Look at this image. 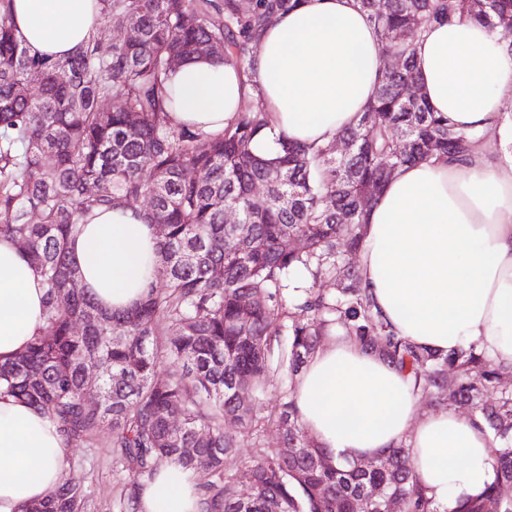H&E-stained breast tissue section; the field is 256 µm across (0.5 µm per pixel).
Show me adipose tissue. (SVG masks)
I'll use <instances>...</instances> for the list:
<instances>
[{"label": "adipose tissue", "mask_w": 512, "mask_h": 512, "mask_svg": "<svg viewBox=\"0 0 512 512\" xmlns=\"http://www.w3.org/2000/svg\"><path fill=\"white\" fill-rule=\"evenodd\" d=\"M32 52L67 58L102 24L99 0H11ZM377 33L356 0H300L275 15L256 43L251 79L207 57L180 63L171 125L223 129L259 91L268 126L252 152L274 158L276 136L323 147L358 122L382 76ZM415 67L431 107L472 142L464 162L439 157L398 168L372 204L358 257L361 286L399 337L432 350L475 346L512 361V162L494 164L502 110L512 101V54L474 20L428 25ZM80 285L103 310L128 311L160 265L159 236L144 211L93 209L70 244ZM46 290L19 243L0 237V365L44 325ZM299 418L322 447L370 460L405 446L440 512L495 480L487 430L455 409L420 412V395L382 357L334 331L293 383ZM70 447L48 415L0 397V512H22L61 484ZM194 469L163 464L144 480L138 512H198Z\"/></svg>", "instance_id": "obj_1"}]
</instances>
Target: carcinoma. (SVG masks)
<instances>
[{
  "instance_id": "1",
  "label": "carcinoma",
  "mask_w": 512,
  "mask_h": 512,
  "mask_svg": "<svg viewBox=\"0 0 512 512\" xmlns=\"http://www.w3.org/2000/svg\"><path fill=\"white\" fill-rule=\"evenodd\" d=\"M298 3L101 0L103 18L129 20L138 38L95 35L75 56L52 60L30 53L9 0H0V237L25 243L47 288L46 326L0 365V395L44 411L70 445L95 448L110 429L115 463L126 472L119 512H137L142 480L161 465L193 468L200 455L211 462V480L198 486L200 512H266L270 502L280 512H382L388 497L405 512H439L405 447L368 464L334 455L307 438L291 388L282 390L279 412L253 413L255 400L273 383L293 380L339 326L409 375L423 397L448 399L485 424L496 479L482 495L461 499L456 512H512V499L501 494L512 485V391L496 390L512 363L491 364L473 346L439 353L395 336L346 262L363 246L373 203L366 190L379 194L406 164L461 160L469 151V138L424 96L404 95L418 80L415 42L429 24L457 15L512 30V0H359L401 65L384 69L374 100L342 133L353 144L345 157L284 137L277 157L255 156L249 145L266 123L254 95L219 132L170 126L177 104L171 59L219 42L224 53L215 59L249 78L269 17ZM104 100L112 102L107 112ZM133 112L139 121L131 125ZM139 198L149 202L150 223L167 225L159 242L166 286L151 288L131 312L109 314L73 287L79 277L69 242L92 209ZM229 207L243 223H224ZM297 238L300 248L290 245ZM217 266L224 277L213 276ZM329 276L344 280L340 291L320 289ZM238 382L254 395L246 405ZM90 391L102 396L97 408L83 402ZM229 421L240 423L238 433L226 430ZM269 428L296 453L266 446ZM245 441L251 455L226 468ZM242 486L250 493L241 494ZM372 486L384 498H368ZM23 512L96 506L73 474Z\"/></svg>"
}]
</instances>
